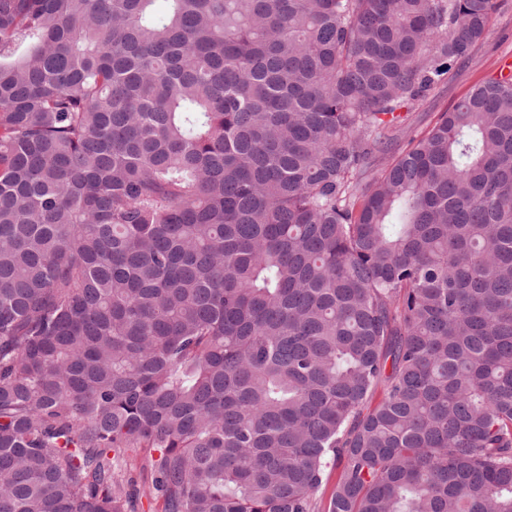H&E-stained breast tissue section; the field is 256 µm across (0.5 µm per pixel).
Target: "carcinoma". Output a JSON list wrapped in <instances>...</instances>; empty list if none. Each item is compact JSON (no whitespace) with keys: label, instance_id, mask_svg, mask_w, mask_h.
Segmentation results:
<instances>
[{"label":"carcinoma","instance_id":"carcinoma-1","mask_svg":"<svg viewBox=\"0 0 512 512\" xmlns=\"http://www.w3.org/2000/svg\"><path fill=\"white\" fill-rule=\"evenodd\" d=\"M156 2L0 0V512H512L498 0ZM490 37L474 49L468 63L452 69V77L432 89L424 102L411 112H395L401 116V131L395 142L396 149H404L410 137L425 135L442 112L452 106L471 88L491 75L497 74L500 62L502 74L512 73V0H500L499 8L492 14Z\"/></svg>","mask_w":512,"mask_h":512}]
</instances>
